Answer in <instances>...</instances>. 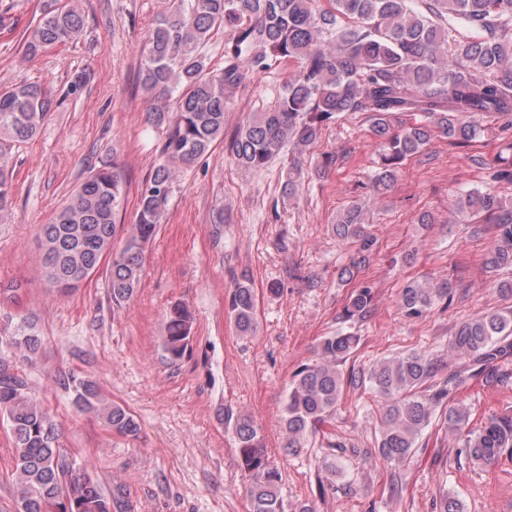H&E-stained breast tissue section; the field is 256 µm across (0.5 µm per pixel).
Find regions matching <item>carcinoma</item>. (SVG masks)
I'll list each match as a JSON object with an SVG mask.
<instances>
[{
	"instance_id": "carcinoma-1",
	"label": "carcinoma",
	"mask_w": 512,
	"mask_h": 512,
	"mask_svg": "<svg viewBox=\"0 0 512 512\" xmlns=\"http://www.w3.org/2000/svg\"><path fill=\"white\" fill-rule=\"evenodd\" d=\"M479 36L448 44V20ZM85 18L78 0L45 9L22 44L32 60L45 49L75 40ZM231 27L224 47L226 65L210 66L211 34ZM280 58L297 63L275 103L254 112L234 134L229 148L236 164L260 171L287 146L301 153L316 142L321 127L342 112L371 113V132L380 140L377 172L365 192L337 217L333 230L345 246L372 251L365 230L370 198L386 194L406 158L423 152L435 135L468 145L485 134L478 116L506 118L512 128V0H174L149 33L142 85L157 100L149 119L167 127L161 160L137 189L132 224L116 216L128 185L117 166L92 170L53 220L42 227L40 264L46 281L61 292L80 288L107 266L112 305L120 308L140 288L146 248L162 222L178 173L224 143L226 90L240 83L243 69L265 71ZM48 91L35 82L0 89V212L12 195L15 155L33 140L49 117ZM458 214L483 215L494 224L487 268L512 267V201L495 193L470 191L452 204ZM373 288L352 291L341 319L362 320L373 308ZM450 298L448 281L412 282L401 292L408 317H421ZM241 336L256 330V293L246 275L225 299ZM194 319L176 304L167 315L164 348L172 362L188 351ZM359 342L334 332L320 339L315 359L298 366L288 388L282 425L288 447L300 449L336 415L343 391L340 370ZM42 346L26 315L0 324V415L7 419L15 448L12 477L18 512H130L123 484L105 490L59 444L50 410L28 391L9 355L31 359ZM454 348L464 358L448 379L432 381L434 365L412 352L377 364L369 374L383 399L378 448L389 462L406 460L431 425L461 441L467 457L490 465L512 449V414L492 415L470 428V414L455 394L474 378L503 382L494 363L512 361V307L462 322ZM73 391L77 411L91 414L113 435L140 438L141 426L123 405L108 399L89 376L59 380ZM224 424L237 438L239 465L247 480L251 512H284L281 473L269 459L259 426L242 412L224 410Z\"/></svg>"
}]
</instances>
